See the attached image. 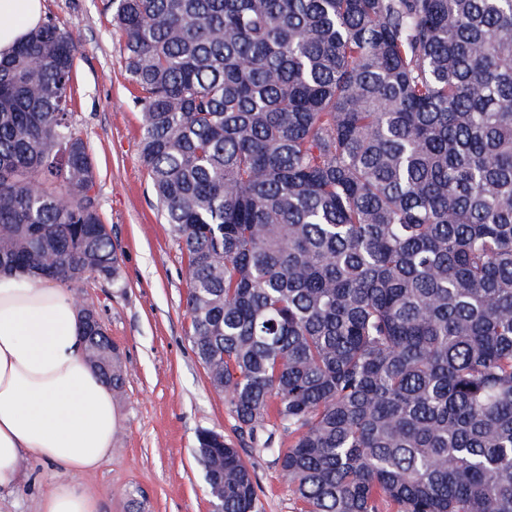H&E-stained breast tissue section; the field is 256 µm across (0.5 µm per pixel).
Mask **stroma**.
<instances>
[{
	"label": "stroma",
	"mask_w": 512,
	"mask_h": 512,
	"mask_svg": "<svg viewBox=\"0 0 512 512\" xmlns=\"http://www.w3.org/2000/svg\"><path fill=\"white\" fill-rule=\"evenodd\" d=\"M44 18L74 35V129L89 147L101 214L120 277L74 289L120 349L126 383L116 393L112 453L90 473L67 475L98 512H211L197 434H223L256 476L259 512H299L270 452L266 432L240 434L223 394L211 389L190 341L186 269L140 158L141 113L122 68L124 40L110 24L111 0H44ZM58 474L28 454L16 485L0 487V512H38Z\"/></svg>",
	"instance_id": "stroma-1"
}]
</instances>
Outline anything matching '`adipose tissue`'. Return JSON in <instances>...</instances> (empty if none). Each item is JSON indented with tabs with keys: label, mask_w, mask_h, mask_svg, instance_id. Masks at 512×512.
Returning a JSON list of instances; mask_svg holds the SVG:
<instances>
[{
	"label": "adipose tissue",
	"mask_w": 512,
	"mask_h": 512,
	"mask_svg": "<svg viewBox=\"0 0 512 512\" xmlns=\"http://www.w3.org/2000/svg\"><path fill=\"white\" fill-rule=\"evenodd\" d=\"M42 0H0V55L38 26ZM72 293L27 274H0V487L24 452L58 470L85 473L112 452V390L85 359ZM39 512H97L96 501L58 484Z\"/></svg>",
	"instance_id": "ef3b65f1"
}]
</instances>
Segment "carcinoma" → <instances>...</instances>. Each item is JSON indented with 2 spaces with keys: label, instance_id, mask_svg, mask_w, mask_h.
Instances as JSON below:
<instances>
[{
  "label": "carcinoma",
  "instance_id": "1",
  "mask_svg": "<svg viewBox=\"0 0 512 512\" xmlns=\"http://www.w3.org/2000/svg\"><path fill=\"white\" fill-rule=\"evenodd\" d=\"M191 341L301 512H512V0H112ZM74 37L0 58V271L117 280ZM87 360L122 353L95 309ZM216 512H259L204 430Z\"/></svg>",
  "mask_w": 512,
  "mask_h": 512
}]
</instances>
